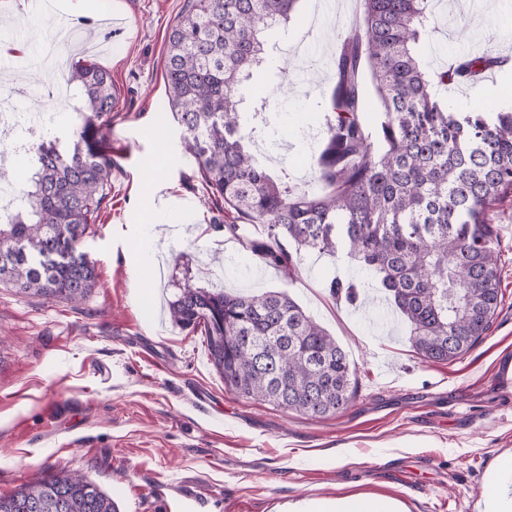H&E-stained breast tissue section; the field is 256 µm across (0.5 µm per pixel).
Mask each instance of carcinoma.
Here are the masks:
<instances>
[{
  "mask_svg": "<svg viewBox=\"0 0 512 512\" xmlns=\"http://www.w3.org/2000/svg\"><path fill=\"white\" fill-rule=\"evenodd\" d=\"M434 0H361L358 26L328 60L332 91L314 186L296 190L273 177L251 151L239 106L251 69L268 56L263 32L287 21L297 0H187L166 47L165 88L213 196L224 201V231L291 279L302 253L340 255L380 281L430 362L467 354L490 329L500 300V256L492 246L499 210L512 205V107L465 116L441 91L476 87L512 59L493 47L436 65L415 52L431 38ZM370 79L384 114L383 147L373 146L364 112ZM67 82L77 152L45 134L0 218V284L19 294L77 304L96 287L95 266L53 259L61 241L82 239L112 174L104 146L114 93L109 73L76 62ZM267 225L262 238L244 225ZM175 284L171 320L203 329L210 360L229 391L311 419L331 417L356 398L345 350L285 291L230 292ZM118 512L94 482L48 470L9 494L0 512Z\"/></svg>",
  "mask_w": 512,
  "mask_h": 512,
  "instance_id": "obj_1",
  "label": "carcinoma"
}]
</instances>
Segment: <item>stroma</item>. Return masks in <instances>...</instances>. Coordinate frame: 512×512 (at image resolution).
<instances>
[{
  "instance_id": "obj_1",
  "label": "stroma",
  "mask_w": 512,
  "mask_h": 512,
  "mask_svg": "<svg viewBox=\"0 0 512 512\" xmlns=\"http://www.w3.org/2000/svg\"><path fill=\"white\" fill-rule=\"evenodd\" d=\"M185 0H96L72 14L84 43L54 39L50 8L0 0V84L31 86L20 123L74 142V98L50 95L75 61L112 78L119 104L106 148L112 175L82 240L97 285L70 304L0 284V494L48 467L84 474L119 512H287L293 505L382 496L408 512H476L496 460L512 454V207L494 225L501 303L491 328L462 359L427 362L390 308L333 298L332 280L368 281L343 258L305 254L294 280L215 230V204L165 92L166 38ZM360 10L299 0L288 23L266 30L275 54L298 45L328 61L329 46ZM439 32L422 54L446 63L496 40L512 56V0H442ZM268 95L256 151L289 180L309 177L323 144L328 70L297 77L254 69ZM161 258L156 288L141 283L143 253ZM229 290L287 292L335 336L356 371L357 396L325 419L238 397L212 367L203 336L174 325L162 305L172 278ZM498 480V479H497Z\"/></svg>"
}]
</instances>
